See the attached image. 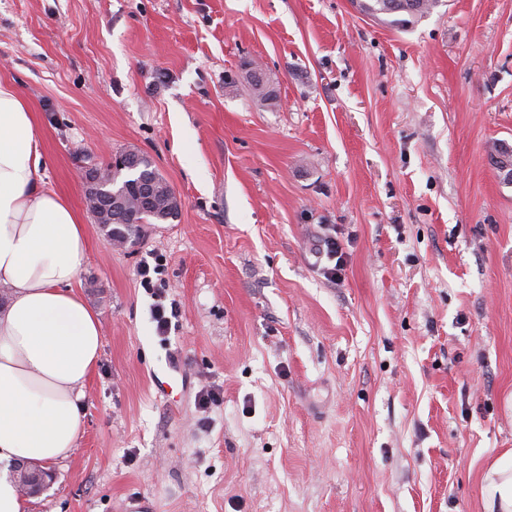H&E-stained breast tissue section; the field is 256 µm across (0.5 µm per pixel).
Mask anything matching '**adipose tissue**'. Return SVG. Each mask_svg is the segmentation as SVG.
Returning a JSON list of instances; mask_svg holds the SVG:
<instances>
[{
  "label": "adipose tissue",
  "mask_w": 512,
  "mask_h": 512,
  "mask_svg": "<svg viewBox=\"0 0 512 512\" xmlns=\"http://www.w3.org/2000/svg\"><path fill=\"white\" fill-rule=\"evenodd\" d=\"M41 133L16 86L0 79V512H28L16 463L67 459L83 388L102 352L98 314L76 286L88 251L81 216L39 178ZM488 512H512V452L485 476Z\"/></svg>",
  "instance_id": "1"
}]
</instances>
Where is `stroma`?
I'll return each mask as SVG.
<instances>
[{"label":"stroma","mask_w":512,"mask_h":512,"mask_svg":"<svg viewBox=\"0 0 512 512\" xmlns=\"http://www.w3.org/2000/svg\"><path fill=\"white\" fill-rule=\"evenodd\" d=\"M1 78L84 216L104 340L29 512H486L512 450V182L491 160L512 148V0L406 29L355 0H0ZM128 148L180 210L121 249L79 168ZM145 263L177 310L162 337Z\"/></svg>","instance_id":"1"}]
</instances>
